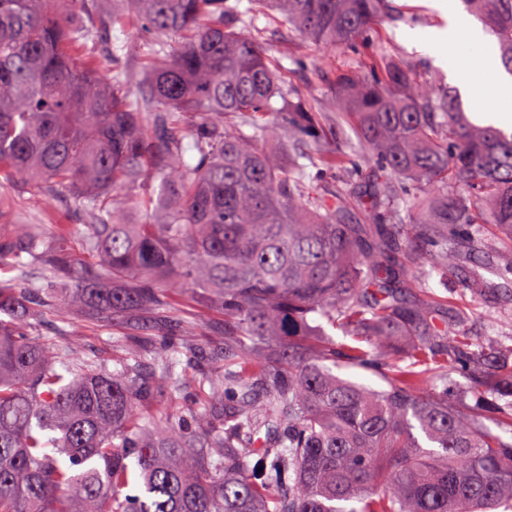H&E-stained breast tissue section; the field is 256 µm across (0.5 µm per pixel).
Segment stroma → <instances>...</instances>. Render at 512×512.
<instances>
[{"instance_id": "1", "label": "stroma", "mask_w": 512, "mask_h": 512, "mask_svg": "<svg viewBox=\"0 0 512 512\" xmlns=\"http://www.w3.org/2000/svg\"><path fill=\"white\" fill-rule=\"evenodd\" d=\"M404 18L396 24L373 25L364 40L344 53L333 52L307 39L282 35L276 23L260 19L262 42L269 54L279 58L286 68V79L300 90L308 101L324 115L336 114V75L357 58L368 59L388 51L404 56L419 65L426 76L444 82L448 79L447 68L437 64L434 58L418 53L400 40L404 30L431 33L446 28L447 20L431 0H394ZM121 38L129 46L126 67L132 74H139L145 58L142 38L136 23L124 27L99 31L90 47L99 58L103 73L112 71V38ZM0 222L4 224H67L73 239H80L83 213L78 202L69 197L56 199L45 205L42 195L30 188L17 186L0 177ZM479 251L488 253L491 263L482 269L484 279L493 281L497 273L512 268V233L495 224L483 225ZM433 296L447 300L449 308L465 307L469 320L466 330L469 336L483 345H493L512 340V298L477 288L460 292L456 274L433 275L429 281ZM168 314L173 319L185 320L180 331L182 339L196 351L195 363L186 366L181 381V392L176 399L157 402L150 409L153 416L171 411L189 412L190 405L198 397L197 378L208 368L215 353L224 341V316L220 311L199 304L194 294L180 293ZM36 335L56 346H76L79 357L111 360L112 339L122 335V328H102L83 317H75L69 324H61L54 313H46L35 326Z\"/></svg>"}]
</instances>
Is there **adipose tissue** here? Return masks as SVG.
I'll return each mask as SVG.
<instances>
[{
  "mask_svg": "<svg viewBox=\"0 0 512 512\" xmlns=\"http://www.w3.org/2000/svg\"><path fill=\"white\" fill-rule=\"evenodd\" d=\"M436 6L448 19L445 36L406 31L403 40L423 52L444 53L453 71H472V78L461 81V90L497 99L494 125L512 128V75L505 71L482 26L462 13L456 0H437Z\"/></svg>",
  "mask_w": 512,
  "mask_h": 512,
  "instance_id": "adipose-tissue-1",
  "label": "adipose tissue"
}]
</instances>
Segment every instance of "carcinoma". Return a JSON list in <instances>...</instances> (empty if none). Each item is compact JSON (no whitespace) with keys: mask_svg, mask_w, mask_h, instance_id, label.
Here are the masks:
<instances>
[{"mask_svg":"<svg viewBox=\"0 0 512 512\" xmlns=\"http://www.w3.org/2000/svg\"><path fill=\"white\" fill-rule=\"evenodd\" d=\"M148 41L132 79L77 62L88 0H0V176L70 196L69 227L0 224V512H494L512 504V345L486 348L427 280L475 229L512 232V133L472 122L457 93L383 54L336 77V129L372 166L356 190L323 118L243 30L240 0H111ZM288 32L345 49L391 0H256ZM512 72V0H462ZM336 171L328 194L309 169ZM191 290L224 313L207 400L144 417L180 390L194 348L112 338L113 369L52 355L46 312L122 326ZM350 341L309 340L320 323ZM344 361L387 388L343 379ZM500 378L485 409L448 401V367ZM432 380L433 388L422 391ZM137 485V495L121 496Z\"/></svg>","mask_w":512,"mask_h":512,"instance_id":"cac0c4a2","label":"carcinoma"}]
</instances>
